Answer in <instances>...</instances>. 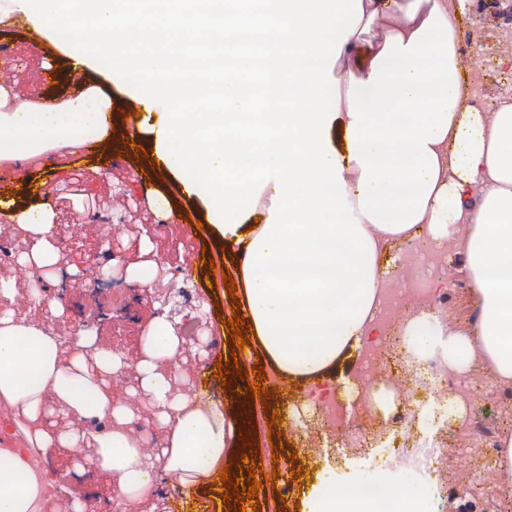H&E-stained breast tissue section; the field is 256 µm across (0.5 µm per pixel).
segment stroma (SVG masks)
I'll return each instance as SVG.
<instances>
[{"instance_id":"stroma-1","label":"stroma","mask_w":512,"mask_h":512,"mask_svg":"<svg viewBox=\"0 0 512 512\" xmlns=\"http://www.w3.org/2000/svg\"><path fill=\"white\" fill-rule=\"evenodd\" d=\"M462 26L465 32L477 33L483 52L493 57L492 65L478 75L484 99L493 100L512 83V61L496 54L506 24L489 7L474 9L464 18ZM4 41L9 42L25 65L17 77L29 97L45 94L40 77L51 60L62 70L59 85L62 99L78 94L82 87L103 82L94 71L84 72L82 81L72 80L66 55L49 42L31 40L25 28L0 27V43ZM51 156L54 163L51 173L31 168L25 161L8 170L7 176L14 180V192L19 196L25 193L26 176L48 179L52 187L50 202L57 214L55 231L67 263H78L99 241L98 236L76 226L74 216L79 211L113 220V255L135 257L139 237L145 233L155 242L162 262L150 285L141 291L132 290L124 283L97 288L88 277L65 272V316H54L45 309L32 311V318L66 336L75 332L80 323L94 319L100 311H111V319L100 327L102 340L132 359L137 355L138 340L156 305L164 302L180 332L202 337L210 344L207 354L194 360L195 370L216 365L232 369V340L229 335L214 333L218 315L232 313L231 300L222 282L223 272L232 263L228 256L221 254L222 244L212 229L201 228V221L207 218L201 204L183 195L172 176L153 158L140 152L116 164L102 154H91L73 163L63 148L53 150ZM152 190L169 198L175 219H167L151 204L148 193ZM200 242L219 253L216 270L209 275L201 271L185 274L181 265L192 247ZM442 259L446 271L434 277L430 286L432 290L447 292L453 312L450 326L471 328L474 307L471 291L466 286L465 256L457 249L448 248L443 250ZM208 276L215 286L201 290L199 283ZM271 416V409L256 405L254 433L265 477L259 492L261 512H300L298 505L304 494L329 469L342 477L351 473L367 477L363 462L352 453L357 440L351 430H342L336 441L320 454L305 457L298 453L303 430L270 434ZM448 446L447 466L458 478L452 496L443 504L445 512H512V502L497 496L493 488L499 478L497 456L475 453L458 424L448 432ZM48 464L63 477L71 497L84 501L90 512H106L115 489L112 479L78 472L65 456H50Z\"/></svg>"}]
</instances>
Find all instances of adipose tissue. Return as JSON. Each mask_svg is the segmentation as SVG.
<instances>
[{
	"label": "adipose tissue",
	"instance_id": "adipose-tissue-1",
	"mask_svg": "<svg viewBox=\"0 0 512 512\" xmlns=\"http://www.w3.org/2000/svg\"><path fill=\"white\" fill-rule=\"evenodd\" d=\"M472 0H0V24L25 23L58 42L75 69L101 72L141 112L137 133L160 166L200 199L210 224L241 262L244 312L276 374L314 385L378 333L380 264L392 243L421 232L467 260L476 324L460 331L422 310L402 327L461 371L479 360L512 384V95L489 107L467 75L460 42ZM92 86L64 104H14L0 88V157L22 161L54 147L123 142L102 121L113 102ZM24 236L20 264L51 278L62 259L48 200H0ZM160 254L150 236L123 261L127 283L147 287ZM0 281V440L23 428L41 459L0 447V512H40L62 482L45 456L95 449L114 478L112 512L160 500L150 475L177 480L184 500L226 462L243 414L193 404V369L166 313L138 345L127 390L153 410L165 438L144 452L135 413L112 393L124 352L94 331L59 336L10 310ZM78 420L118 430L62 432L54 404ZM432 512L431 497L377 494L359 477L323 478L303 512Z\"/></svg>",
	"mask_w": 512,
	"mask_h": 512
}]
</instances>
